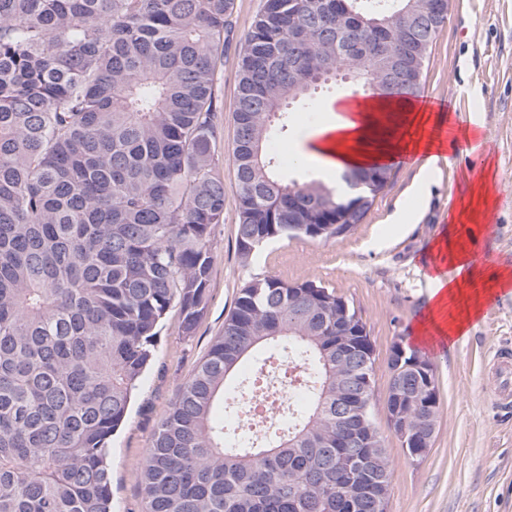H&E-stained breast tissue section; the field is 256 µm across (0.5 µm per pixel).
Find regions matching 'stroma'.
Wrapping results in <instances>:
<instances>
[{
  "label": "stroma",
  "mask_w": 512,
  "mask_h": 512,
  "mask_svg": "<svg viewBox=\"0 0 512 512\" xmlns=\"http://www.w3.org/2000/svg\"><path fill=\"white\" fill-rule=\"evenodd\" d=\"M262 0H235V39L224 60V104L219 144L224 176V222L214 231L216 255L209 307L192 337L179 332L178 309L166 316L154 361L145 374L123 426L109 441L113 512H145L139 473L156 423L176 390L188 381L224 328L240 286L251 276L274 272L282 278L316 280L353 302L374 348L372 411L393 469L387 512H512V414L494 401L495 382L487 365L496 349L512 344V296L497 295L468 335L433 357L439 417L432 447L421 462L402 448L386 420L388 361L395 343L409 344L411 330L427 309L428 288L417 267L445 228L448 210L478 174L466 162L441 165L424 176L415 163L394 165L392 175L361 224L342 239H293L258 253L241 266L235 244L237 197L234 108L239 39ZM335 88L314 107L296 104L294 128L282 144L299 151L297 127L315 130L329 114ZM420 101L450 109L454 122H483L492 164L489 223H468L492 262L512 265V0H449L448 22L425 63ZM419 213L407 224L390 218L410 203Z\"/></svg>",
  "instance_id": "1"
}]
</instances>
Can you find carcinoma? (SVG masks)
<instances>
[{"instance_id":"1","label":"carcinoma","mask_w":512,"mask_h":512,"mask_svg":"<svg viewBox=\"0 0 512 512\" xmlns=\"http://www.w3.org/2000/svg\"><path fill=\"white\" fill-rule=\"evenodd\" d=\"M448 0H263L238 53L236 250L343 238L388 165L340 200L281 172L269 144L289 105L383 61L386 96H413ZM234 0H0V512H112L108 441L155 357L167 312L191 337L206 313L224 223L220 83ZM353 344L336 360V343ZM309 367L306 405L267 426L222 415L285 390L274 363ZM396 351L390 420L438 421L435 371ZM374 349L355 307L313 280L240 288L224 329L158 422L140 471L146 512H377L390 486L372 414ZM359 396L369 443L336 447V397Z\"/></svg>"}]
</instances>
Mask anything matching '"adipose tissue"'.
Returning <instances> with one entry per match:
<instances>
[{"instance_id":"ef3b65f1","label":"adipose tissue","mask_w":512,"mask_h":512,"mask_svg":"<svg viewBox=\"0 0 512 512\" xmlns=\"http://www.w3.org/2000/svg\"><path fill=\"white\" fill-rule=\"evenodd\" d=\"M388 110L386 102L373 97L363 99L359 111L351 114L333 107L329 120L312 132L314 144L305 155L320 162L339 198L351 194L343 180L351 169L388 164L412 153L418 155L421 171L430 172L438 163L452 164L454 156L466 157L478 149L476 129L461 126L452 139H445L444 113L425 104L408 107L402 132L380 136ZM422 263L431 301L412 341L433 350L467 335L480 318L483 302L474 288L479 270L468 247L453 242L446 232L426 250Z\"/></svg>"}]
</instances>
